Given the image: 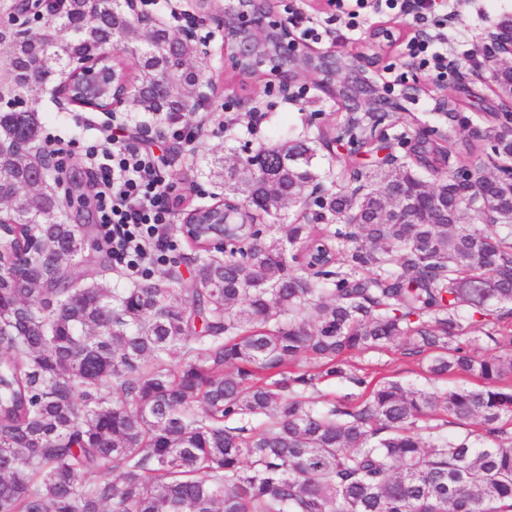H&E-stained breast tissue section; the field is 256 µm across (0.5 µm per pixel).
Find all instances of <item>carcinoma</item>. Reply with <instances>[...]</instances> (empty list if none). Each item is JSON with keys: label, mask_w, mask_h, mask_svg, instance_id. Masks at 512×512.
Here are the masks:
<instances>
[{"label": "carcinoma", "mask_w": 512, "mask_h": 512, "mask_svg": "<svg viewBox=\"0 0 512 512\" xmlns=\"http://www.w3.org/2000/svg\"><path fill=\"white\" fill-rule=\"evenodd\" d=\"M70 39L59 42L56 31ZM141 43L126 73L141 112L173 119L198 105L208 80L194 38L146 30L120 0H63L37 33L9 44L11 83L55 101L48 87L103 47ZM502 98L512 66L485 61ZM458 102L431 142L433 161L499 174L477 180L466 202L433 165L375 166L356 183L319 170L328 137L286 139L246 157H216L209 174L243 225L224 257L194 258L144 288L106 291L63 267L88 240L60 220L58 197L33 184L42 154L32 110H0V512H512V355L473 354L461 323L500 333L512 316V132L460 136ZM376 126L343 121L353 136ZM322 194L327 222L290 224L282 238L259 225ZM412 342L426 372L466 373L478 388L369 385L342 367L352 351ZM319 372L284 379L302 356ZM368 389L356 407L320 408L315 377ZM118 394L114 401L110 394ZM435 415L475 420L480 432L444 436Z\"/></svg>", "instance_id": "1"}]
</instances>
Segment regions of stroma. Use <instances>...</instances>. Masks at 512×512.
Instances as JSON below:
<instances>
[{"instance_id":"stroma-1","label":"stroma","mask_w":512,"mask_h":512,"mask_svg":"<svg viewBox=\"0 0 512 512\" xmlns=\"http://www.w3.org/2000/svg\"><path fill=\"white\" fill-rule=\"evenodd\" d=\"M293 13L277 10L275 17L287 23L293 35H300L307 27L321 31V39L312 43L313 48L332 50L347 66L358 63V56L368 50V37L377 29L392 35L390 46L385 47L381 63L386 66V79L394 85L413 80L430 82L431 73L419 69L409 53L407 43L413 26L408 16L398 11L382 9L369 12L364 27L351 30L344 21L335 17L336 8L331 0H289ZM504 14H512V0H448V24L443 32L448 41L449 58H461L459 72L449 74L443 88L458 94L460 105L456 127L463 135L484 130L490 120L485 114L487 103L496 101V87L489 72L477 64L481 59L480 36L484 29ZM208 65L216 76L224 80V96L211 104L208 112L185 115L180 126L189 133V140L172 135L171 127L150 115L138 112L132 104H125V124L129 129L142 130L137 145L153 150L162 156L161 170L180 195L184 205L201 204L202 193L223 194L221 179L204 173L205 160L230 153L244 154L263 143L288 135L294 138L312 136L319 129L336 126L344 113L339 99L321 91L314 80L299 78L298 86L305 93L296 102L287 104L278 92L279 80L273 73L255 78L246 74L225 73L220 57H211ZM232 102V110H225V102ZM41 121V138L55 136L64 141L68 151L65 168L60 177L62 186L57 194H64V185L70 180L90 179V161L87 146L101 143L108 129L104 113L72 107L47 111L45 104L35 103ZM234 125L236 138L224 133L225 125ZM95 206L84 211L64 207L63 219L70 224H82L92 244L84 257L83 269L88 279L100 287L118 290L129 287L124 275L112 268V255L101 243L98 224L94 220ZM426 355L403 346H392L376 352H355L348 356L349 365L368 380H394L411 389H431L445 392L457 386L475 385V378L467 374L435 378L425 371Z\"/></svg>"}]
</instances>
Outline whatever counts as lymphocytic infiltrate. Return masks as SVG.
I'll return each mask as SVG.
<instances>
[{"mask_svg": "<svg viewBox=\"0 0 512 512\" xmlns=\"http://www.w3.org/2000/svg\"><path fill=\"white\" fill-rule=\"evenodd\" d=\"M98 189L101 241L130 272L160 259L178 201L154 154L132 147L123 128L87 149Z\"/></svg>", "mask_w": 512, "mask_h": 512, "instance_id": "1", "label": "lymphocytic infiltrate"}]
</instances>
